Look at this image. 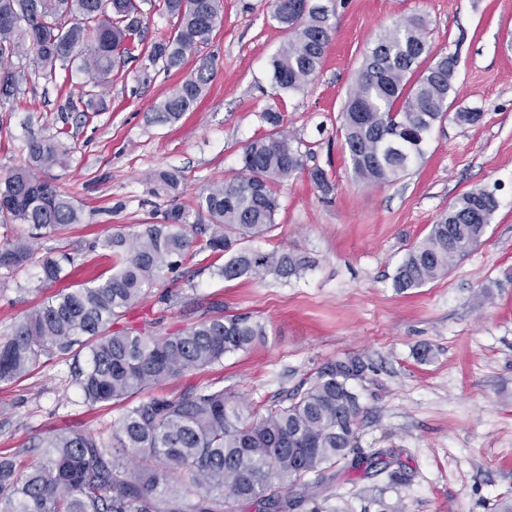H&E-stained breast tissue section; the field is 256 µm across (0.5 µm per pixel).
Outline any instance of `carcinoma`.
I'll list each match as a JSON object with an SVG mask.
<instances>
[{
  "label": "carcinoma",
  "mask_w": 512,
  "mask_h": 512,
  "mask_svg": "<svg viewBox=\"0 0 512 512\" xmlns=\"http://www.w3.org/2000/svg\"><path fill=\"white\" fill-rule=\"evenodd\" d=\"M101 2L0 0V63L27 46L31 50L20 70L0 69L1 106L18 98L24 82L77 71L91 90L66 98L60 111L107 108L97 88L112 82V72L133 58L142 38L135 0H109L105 15ZM221 8L222 0H162L176 30L153 43L145 61L167 71L181 68L209 43ZM334 14L313 0H272L273 20L289 33L272 61L275 90L297 91L317 76ZM459 51L457 46L446 54L433 52L427 26L416 16L369 48L340 116L357 179L392 183L423 156L428 134L452 106ZM213 70L209 59L186 75L157 106V121L172 123L194 110ZM262 118L272 131L245 147V175L208 185L190 209L171 204L159 224L105 237L101 248L117 258L111 274L54 294L0 336V384H12L41 360L79 346L87 351V365L75 369L73 383L82 403L123 406L96 434H46L36 444L44 454L34 465L0 456V512H233L249 502L264 512H295L309 504L310 512H324L322 493L339 476L336 466L356 471L382 454H364L355 440L362 406L350 385L359 372L354 362L324 368L289 402L262 409L211 385L133 402L145 390L204 370L265 336L260 321L225 315L221 306L168 336L113 328L183 258L207 252L224 259L215 273L226 281L299 278L311 266L295 250L245 246L276 227V183L305 172L322 195L335 189L324 169L306 168L308 151L280 130V113L268 108ZM67 136L63 127L51 136L31 135L26 163L0 176V217L34 230L26 238L0 241V269L26 266L34 257V239L82 222L72 197L41 177L67 164ZM498 207L494 191L485 187L459 195L408 251L393 288H421L448 275L480 241ZM39 263L40 282L49 287L74 258L61 252Z\"/></svg>",
  "instance_id": "cac0c4a2"
}]
</instances>
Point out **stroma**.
Wrapping results in <instances>:
<instances>
[{
  "label": "stroma",
  "instance_id": "stroma-1",
  "mask_svg": "<svg viewBox=\"0 0 512 512\" xmlns=\"http://www.w3.org/2000/svg\"><path fill=\"white\" fill-rule=\"evenodd\" d=\"M334 32L318 75L301 90L275 92L271 62L288 34L270 0H223L222 20L185 70L142 69L128 62L112 74L103 112L58 110L82 90V76L25 85L0 107V176L23 163L30 135L66 127V167L46 177L73 197L81 223L38 240L40 252L74 258L57 289L109 275L116 259L96 248L105 236L156 223L170 203L195 205L205 186L242 173L243 149L270 132L261 113L280 111L282 127L309 148L308 166L335 186L322 196L307 175L279 183L281 208L261 251L288 247L311 260L298 279L227 282L206 254L184 259L122 323L150 336L190 326L210 304L248 314L266 328L250 349L203 371L153 388L176 396L214 385L262 404L307 388L317 372L348 359L365 371L353 386L363 413L357 443L384 449L408 481L389 488L387 474L355 475L328 490L331 505L371 487L405 512H494L512 497V0H335ZM425 19L433 51L459 50L455 109L477 108L475 124L447 117L424 155L387 185L356 181L339 130L340 113L370 43L404 18ZM215 71L198 107L174 123L153 122L155 106L200 58ZM185 179L166 189L160 172ZM493 189L499 208L479 244L448 275L396 291L392 277L463 192ZM40 267L0 270V334L39 306L50 289ZM72 356L0 386V455L36 461L33 441L63 428L97 431L122 407L85 406L71 379Z\"/></svg>",
  "mask_w": 512,
  "mask_h": 512
}]
</instances>
